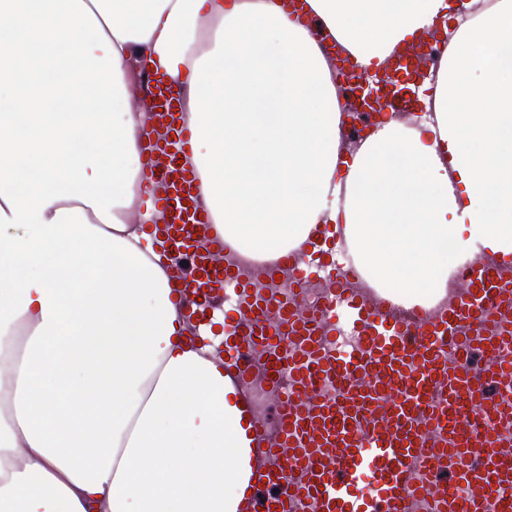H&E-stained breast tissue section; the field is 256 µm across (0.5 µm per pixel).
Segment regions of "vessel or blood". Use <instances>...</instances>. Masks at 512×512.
<instances>
[{"mask_svg":"<svg viewBox=\"0 0 512 512\" xmlns=\"http://www.w3.org/2000/svg\"><path fill=\"white\" fill-rule=\"evenodd\" d=\"M146 80L158 110L145 152L164 174L163 239L193 270L182 296L197 325L224 315L222 362L251 424L249 490L236 512H512V261L478 254L428 307L384 288H354L325 261L334 225L300 257L261 270L214 268L223 244L202 215L182 155L191 130L164 73ZM409 94L377 95L372 112H402ZM294 282L273 283L280 270ZM331 282L305 303L303 288ZM263 373L273 418L257 406Z\"/></svg>","mask_w":512,"mask_h":512,"instance_id":"obj_1","label":"vessel or blood"}]
</instances>
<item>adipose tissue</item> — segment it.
Segmentation results:
<instances>
[{
	"instance_id": "adipose-tissue-1",
	"label": "adipose tissue",
	"mask_w": 512,
	"mask_h": 512,
	"mask_svg": "<svg viewBox=\"0 0 512 512\" xmlns=\"http://www.w3.org/2000/svg\"><path fill=\"white\" fill-rule=\"evenodd\" d=\"M0 0V512H232L244 431L158 230L132 77L188 90L190 163L225 243L279 258L341 224L419 303L452 257H512V0ZM448 37L421 122L341 149L335 42L380 70ZM83 139V152L73 150Z\"/></svg>"
}]
</instances>
